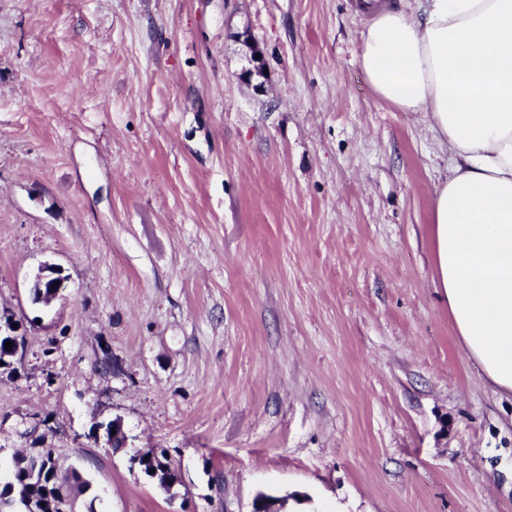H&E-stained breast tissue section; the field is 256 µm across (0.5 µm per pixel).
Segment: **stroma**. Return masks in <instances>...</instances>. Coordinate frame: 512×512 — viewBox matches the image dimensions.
Listing matches in <instances>:
<instances>
[{"label": "stroma", "instance_id": "35a3bbf8", "mask_svg": "<svg viewBox=\"0 0 512 512\" xmlns=\"http://www.w3.org/2000/svg\"><path fill=\"white\" fill-rule=\"evenodd\" d=\"M367 23L355 0H0V312L25 338L0 486L51 448L97 512H512V396L437 283L445 163L372 91ZM150 448L173 494L131 470Z\"/></svg>", "mask_w": 512, "mask_h": 512}]
</instances>
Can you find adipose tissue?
Returning <instances> with one entry per match:
<instances>
[{"instance_id":"1","label":"adipose tissue","mask_w":512,"mask_h":512,"mask_svg":"<svg viewBox=\"0 0 512 512\" xmlns=\"http://www.w3.org/2000/svg\"><path fill=\"white\" fill-rule=\"evenodd\" d=\"M376 97L424 113L447 176L432 199L439 284L466 355L512 394V0H364Z\"/></svg>"}]
</instances>
